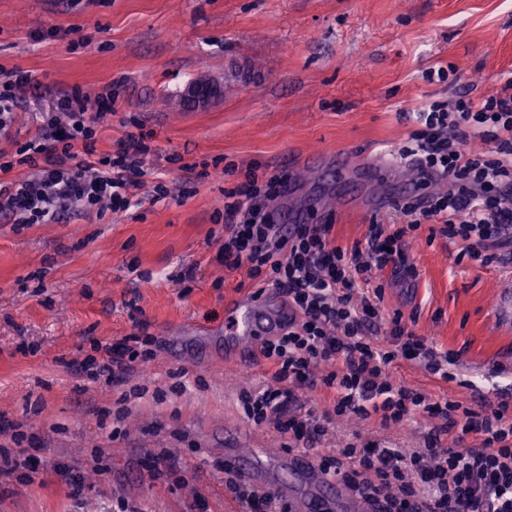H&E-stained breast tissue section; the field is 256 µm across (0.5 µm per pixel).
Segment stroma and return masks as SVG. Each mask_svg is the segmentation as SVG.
<instances>
[{"instance_id": "35a3bbf8", "label": "stroma", "mask_w": 512, "mask_h": 512, "mask_svg": "<svg viewBox=\"0 0 512 512\" xmlns=\"http://www.w3.org/2000/svg\"><path fill=\"white\" fill-rule=\"evenodd\" d=\"M0 67L111 91L98 156L128 131L151 147L127 211L0 218V452L18 421L45 462L33 481H0V512H235L226 449L288 455L287 436L240 402L272 384L260 350L237 359L225 341L224 298L252 282L224 267V194L250 168L286 179L271 208L333 225L340 244L373 223L406 228L403 263L371 283L384 317L401 313L448 353L452 378L400 358L395 384L512 403V324L495 314L512 289V225L484 242V264L390 204L411 171L398 153L415 105L478 101L512 79V0H0ZM199 79L221 88L203 105L185 95ZM214 163L224 179L206 175ZM130 336L157 338L152 360L110 384L91 378L96 347ZM366 441L477 444L420 416L385 428L352 415L306 448L317 460Z\"/></svg>"}]
</instances>
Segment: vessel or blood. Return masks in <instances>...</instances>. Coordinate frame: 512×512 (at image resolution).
I'll use <instances>...</instances> for the list:
<instances>
[{
	"mask_svg": "<svg viewBox=\"0 0 512 512\" xmlns=\"http://www.w3.org/2000/svg\"><path fill=\"white\" fill-rule=\"evenodd\" d=\"M225 311L235 331L237 345L241 348L248 344H261L287 330L297 320V314L289 306L287 296L281 293H268L258 298L238 295L226 302ZM261 454L258 448L246 451L231 448L226 453V462L243 479L262 485L266 483L267 476ZM285 469L290 483L286 486L274 485V492L284 496L292 487H304L310 491L307 498H292L293 512H333L335 497L340 494L341 488L324 481L310 455H290L285 462Z\"/></svg>",
	"mask_w": 512,
	"mask_h": 512,
	"instance_id": "vessel-or-blood-1",
	"label": "vessel or blood"
}]
</instances>
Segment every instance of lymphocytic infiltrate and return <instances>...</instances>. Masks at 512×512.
Masks as SVG:
<instances>
[{
  "label": "lymphocytic infiltrate",
  "instance_id": "f902f5d3",
  "mask_svg": "<svg viewBox=\"0 0 512 512\" xmlns=\"http://www.w3.org/2000/svg\"><path fill=\"white\" fill-rule=\"evenodd\" d=\"M115 107L111 93L89 95L81 88L50 89L31 73L0 69V140L10 138L18 113L31 112L35 134L19 149V162L0 161V215L15 224H48L69 212L91 213L103 203L131 205L150 148L132 132L116 150L100 157L95 136ZM420 125L401 152L422 176L447 177L448 193L425 201L404 200L398 210L441 221L443 231L478 255L484 241L512 223V94L476 102L422 105ZM495 143L489 158L465 150L468 135ZM28 167L14 174L15 164ZM283 186L279 177L258 181L247 174L224 205V266L246 268L254 285L285 292L300 321L266 340L261 354L273 385L243 393L249 420L271 425L298 442L325 433V422L350 415L379 416L382 425L419 415L440 428L478 435L481 445L458 451L429 446L406 451L371 443L343 451L352 462L339 471L334 458L322 457L321 471L342 476L374 505V512H512V406L475 409L466 401L435 399L394 384L388 373L397 358L423 363L430 374L448 378L447 353L409 331L401 314L389 325L390 344L381 330V289L360 293L372 270L401 257L402 233L383 235L370 228L364 243L344 248L329 224H271L267 202ZM147 339L138 345L105 348L96 377L112 379L151 359ZM323 387L322 422L302 417V393Z\"/></svg>",
  "mask_w": 512,
  "mask_h": 512
}]
</instances>
